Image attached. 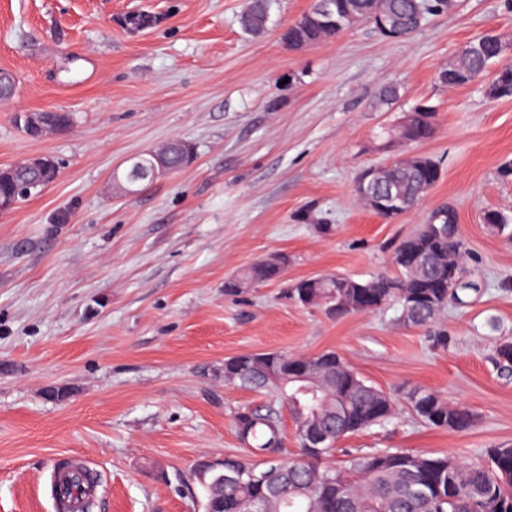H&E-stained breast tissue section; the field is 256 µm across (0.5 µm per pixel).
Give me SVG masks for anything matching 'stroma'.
Here are the masks:
<instances>
[{"instance_id":"obj_1","label":"stroma","mask_w":512,"mask_h":512,"mask_svg":"<svg viewBox=\"0 0 512 512\" xmlns=\"http://www.w3.org/2000/svg\"><path fill=\"white\" fill-rule=\"evenodd\" d=\"M312 0H273L265 33L240 26L245 0H0V70L19 81L0 100V167L44 156L57 180L0 213V512H56L55 465L81 461L98 487L91 512H203L198 465L245 455L236 414L276 403L224 380L244 353L336 351L387 392L423 387L473 409L463 432L423 424L405 406L385 427L327 457L409 448L462 462L512 446V98L485 82L436 79L467 41L512 34L507 0H457L401 40L359 23L291 48L281 35ZM151 17L133 29L132 16ZM399 97L373 103L387 86ZM436 110L416 153L442 177L389 221L360 205L366 166L399 156L374 134L412 106ZM66 112L71 127L30 138L21 112ZM172 140L193 161L136 193L113 180L134 155ZM468 243L482 291L408 327L397 304L329 317L284 296L322 274L393 273L394 246L441 203ZM327 232H318V225ZM287 257L278 279L237 295L224 283L259 259Z\"/></svg>"}]
</instances>
